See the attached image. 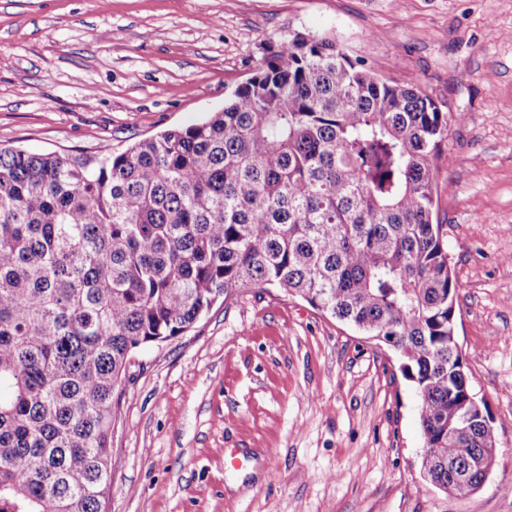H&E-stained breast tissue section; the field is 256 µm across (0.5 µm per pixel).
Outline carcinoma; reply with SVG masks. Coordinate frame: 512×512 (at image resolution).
Segmentation results:
<instances>
[{"instance_id":"1","label":"carcinoma","mask_w":512,"mask_h":512,"mask_svg":"<svg viewBox=\"0 0 512 512\" xmlns=\"http://www.w3.org/2000/svg\"><path fill=\"white\" fill-rule=\"evenodd\" d=\"M444 110L336 41L291 33L224 108L116 153L0 147V512H102L130 358L274 285L395 341L426 483L487 477L494 428L454 350L433 222Z\"/></svg>"}]
</instances>
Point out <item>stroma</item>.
<instances>
[{"label": "stroma", "instance_id": "35a3bbf8", "mask_svg": "<svg viewBox=\"0 0 512 512\" xmlns=\"http://www.w3.org/2000/svg\"><path fill=\"white\" fill-rule=\"evenodd\" d=\"M293 32L463 116L435 216L496 465L472 493L427 485L394 350L248 288L134 353L105 512H512V0H0V147L121 152L198 123Z\"/></svg>", "mask_w": 512, "mask_h": 512}]
</instances>
